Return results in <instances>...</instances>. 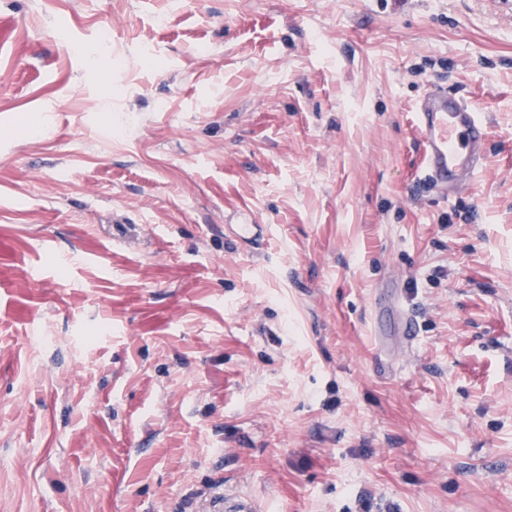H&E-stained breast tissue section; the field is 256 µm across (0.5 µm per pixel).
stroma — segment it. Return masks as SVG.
Segmentation results:
<instances>
[{"instance_id":"1","label":"stroma","mask_w":512,"mask_h":512,"mask_svg":"<svg viewBox=\"0 0 512 512\" xmlns=\"http://www.w3.org/2000/svg\"><path fill=\"white\" fill-rule=\"evenodd\" d=\"M431 90L488 128L446 195ZM218 481L512 512V0H0V512Z\"/></svg>"}]
</instances>
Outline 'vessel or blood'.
<instances>
[{"mask_svg":"<svg viewBox=\"0 0 512 512\" xmlns=\"http://www.w3.org/2000/svg\"><path fill=\"white\" fill-rule=\"evenodd\" d=\"M415 125L425 158L421 183L453 187L479 172L486 123L477 106L428 93L415 112ZM189 508L191 512H258L253 499L226 493L220 482L205 496L193 499Z\"/></svg>","mask_w":512,"mask_h":512,"instance_id":"1","label":"vessel or blood"}]
</instances>
